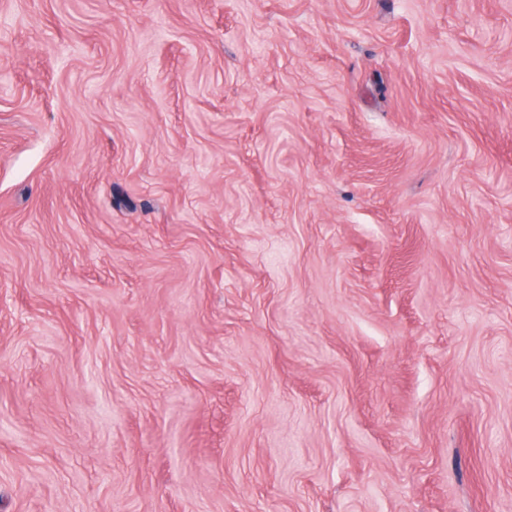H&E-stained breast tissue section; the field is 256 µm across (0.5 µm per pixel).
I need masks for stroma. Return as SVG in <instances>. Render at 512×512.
<instances>
[{"instance_id":"obj_1","label":"stroma","mask_w":512,"mask_h":512,"mask_svg":"<svg viewBox=\"0 0 512 512\" xmlns=\"http://www.w3.org/2000/svg\"><path fill=\"white\" fill-rule=\"evenodd\" d=\"M0 512H512V0H0Z\"/></svg>"}]
</instances>
